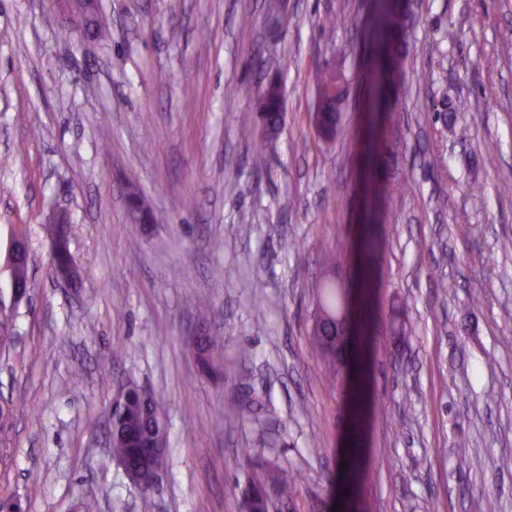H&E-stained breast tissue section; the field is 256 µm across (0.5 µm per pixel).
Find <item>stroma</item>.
<instances>
[{
	"label": "stroma",
	"mask_w": 512,
	"mask_h": 512,
	"mask_svg": "<svg viewBox=\"0 0 512 512\" xmlns=\"http://www.w3.org/2000/svg\"><path fill=\"white\" fill-rule=\"evenodd\" d=\"M373 4L282 0L272 17L266 0H100L111 37L97 41L66 0H0V500L241 512L253 448L305 476L281 512H483L489 495L512 512V0H420L370 153ZM336 14L351 23L330 38ZM328 64L353 77L329 144L310 121L312 72ZM271 76L284 123L259 155L240 130L260 132ZM131 184L154 223L130 222ZM56 207L74 290L49 270ZM370 231L378 250L346 255ZM20 236L21 301L8 261ZM327 249L368 322L355 439L351 386L327 382L308 336ZM198 336L222 340L211 370ZM129 381L165 413L148 499L109 449ZM255 400L226 425L232 402Z\"/></svg>",
	"instance_id": "stroma-1"
}]
</instances>
